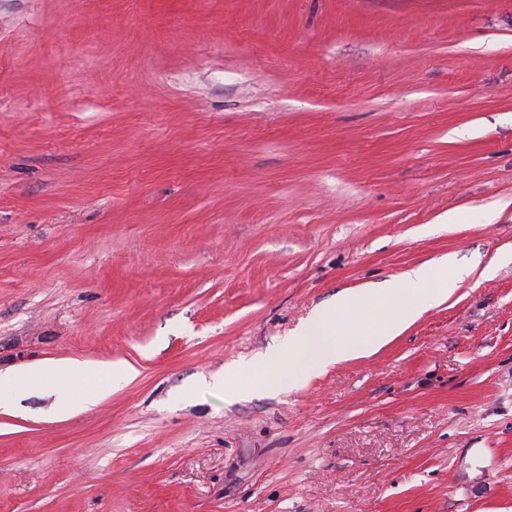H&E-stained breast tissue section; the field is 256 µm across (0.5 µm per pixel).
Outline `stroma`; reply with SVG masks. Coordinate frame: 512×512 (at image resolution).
I'll use <instances>...</instances> for the list:
<instances>
[{
	"label": "stroma",
	"instance_id": "obj_1",
	"mask_svg": "<svg viewBox=\"0 0 512 512\" xmlns=\"http://www.w3.org/2000/svg\"><path fill=\"white\" fill-rule=\"evenodd\" d=\"M448 256L401 335L262 387ZM63 358L139 375L0 408V512H512V0H0V370Z\"/></svg>",
	"mask_w": 512,
	"mask_h": 512
}]
</instances>
